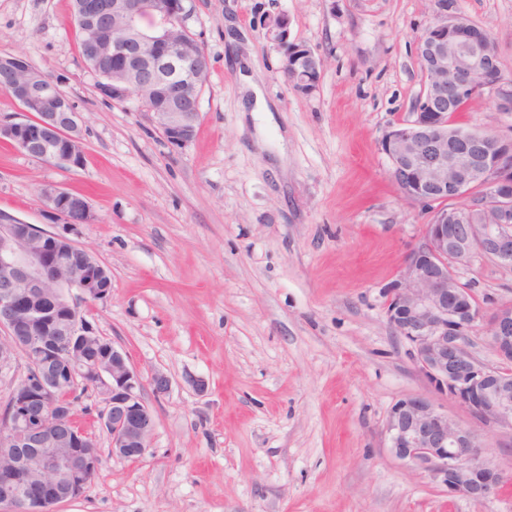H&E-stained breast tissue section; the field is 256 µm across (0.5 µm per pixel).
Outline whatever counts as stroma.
Masks as SVG:
<instances>
[{
	"mask_svg": "<svg viewBox=\"0 0 512 512\" xmlns=\"http://www.w3.org/2000/svg\"><path fill=\"white\" fill-rule=\"evenodd\" d=\"M185 29L211 73L194 138L171 145L152 113L97 88L70 0H0V55L54 79L81 114L83 167L65 170L0 142V212L54 230L40 191L84 196L96 217L75 241L109 271L107 301L83 313L144 376L155 427L139 461L112 457L89 393L76 426L103 462L54 512H512V430L475 426L417 370L390 328L384 290L419 243L428 209L402 200L379 142L406 118L424 76L415 46L432 0H185ZM487 30L512 79V0H456ZM324 61L312 94L281 71L267 23ZM275 110L241 112L239 63ZM456 125L512 135L490 95ZM483 311L512 302V267L458 266ZM421 395L465 427L503 473L483 501L448 496L401 460L384 433L391 407Z\"/></svg>",
	"mask_w": 512,
	"mask_h": 512,
	"instance_id": "35a3bbf8",
	"label": "stroma"
}]
</instances>
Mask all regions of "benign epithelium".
<instances>
[{
    "instance_id": "obj_1",
    "label": "benign epithelium",
    "mask_w": 512,
    "mask_h": 512,
    "mask_svg": "<svg viewBox=\"0 0 512 512\" xmlns=\"http://www.w3.org/2000/svg\"><path fill=\"white\" fill-rule=\"evenodd\" d=\"M433 18L417 39L425 82L416 110L393 124L380 141L389 175L403 200L433 206L422 241L411 247L386 291L385 316L410 345L420 373L439 392L466 409L481 425L512 429V302L485 314L463 292L455 268L473 254L512 266V139L450 128L448 112L463 93L489 92L499 112L512 114V80L497 73L498 50L485 30L448 0H433ZM91 26L112 23L123 31L117 42L96 46L112 56L108 88L115 102L147 97L175 99L153 117L174 146L190 142L200 117V52L184 28L183 0H80ZM152 19L145 26L142 20ZM288 16L268 22V35L282 53L287 82L303 94L320 81L323 59L308 46L288 40ZM9 69L31 70L21 57L5 56ZM33 71V70H31ZM42 72L10 88L28 122L0 120V141L54 165L80 167V114L58 112L59 85L40 87ZM484 190L474 203L473 189ZM471 201L465 211L436 206L448 192ZM46 207L62 225L48 231L35 224L0 218V371L18 352L27 375L11 390L0 412V512H51L78 497L95 478L101 455L95 439L76 430L60 437L70 412L55 399V388L93 377L103 396L102 427L112 438V455L141 459L150 448L154 415L145 386L154 396L168 391V380H144L122 348L112 345V364L93 367L74 360L56 367V349L83 350L92 339L106 340L81 317V303L105 301L106 267L70 237L73 227L95 221L88 201L57 187L41 191ZM56 292L66 314L39 301ZM488 319L489 344L498 358L490 366L468 350V333ZM385 432L395 456L428 468L450 495L485 500L503 477L474 430L452 420L427 398L416 395L391 408Z\"/></svg>"
}]
</instances>
